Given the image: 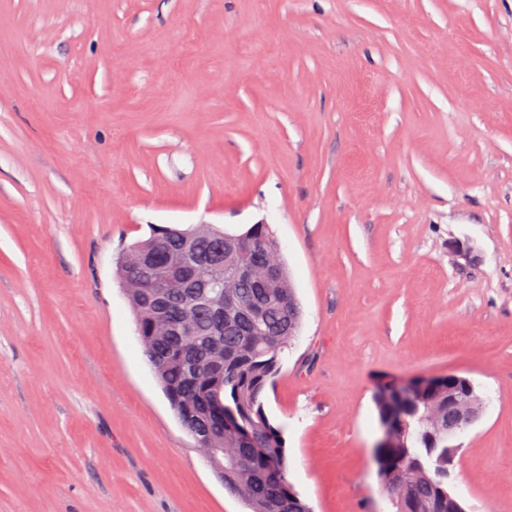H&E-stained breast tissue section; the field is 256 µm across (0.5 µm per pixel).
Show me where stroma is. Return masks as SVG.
<instances>
[{
    "mask_svg": "<svg viewBox=\"0 0 512 512\" xmlns=\"http://www.w3.org/2000/svg\"><path fill=\"white\" fill-rule=\"evenodd\" d=\"M168 224L280 242L313 512H390L375 390L448 373L485 400L448 487L512 512V0H0V512H248L116 276Z\"/></svg>",
    "mask_w": 512,
    "mask_h": 512,
    "instance_id": "1",
    "label": "stroma"
}]
</instances>
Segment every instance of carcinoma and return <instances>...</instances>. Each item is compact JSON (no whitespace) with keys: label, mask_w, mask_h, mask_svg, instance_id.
I'll return each instance as SVG.
<instances>
[{"label":"carcinoma","mask_w":512,"mask_h":512,"mask_svg":"<svg viewBox=\"0 0 512 512\" xmlns=\"http://www.w3.org/2000/svg\"><path fill=\"white\" fill-rule=\"evenodd\" d=\"M223 230L211 225L195 229L190 257L210 260L215 273L199 275L206 288H224V251L215 240ZM162 249L177 251L183 243L173 227L152 230ZM241 268H261L279 263L278 288L253 277L240 276L235 287L225 288L238 316L224 323V335L214 336V320L204 307L182 303V289L154 302L151 283L156 271L132 262L119 263L117 275L126 286L128 302L136 315L144 356L164 389L179 420L190 413L196 429L211 438V447L224 450V486L245 501L249 512H309L288 480L286 440L265 410L267 387L278 373L282 354L297 339L300 307L288 272L281 264L280 245L268 225L254 224L228 240ZM191 315V336H157L154 324L171 325ZM217 362L224 372H209ZM224 398V410L249 431L244 437L215 422L200 401L204 384ZM393 384L380 385L374 396L379 422L401 419L402 446L381 449L377 462L387 496L396 500L398 512H448V431L458 433L475 421V415L448 407V379L418 381L401 402L392 395Z\"/></svg>","instance_id":"1"}]
</instances>
